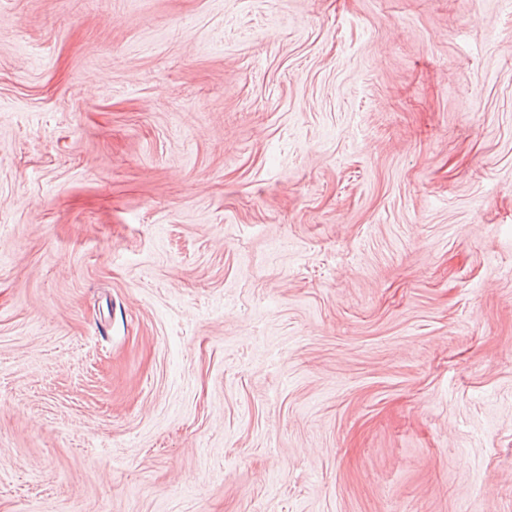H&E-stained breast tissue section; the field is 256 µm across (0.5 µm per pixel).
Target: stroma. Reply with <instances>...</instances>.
Instances as JSON below:
<instances>
[{
    "label": "stroma",
    "instance_id": "1",
    "mask_svg": "<svg viewBox=\"0 0 512 512\" xmlns=\"http://www.w3.org/2000/svg\"><path fill=\"white\" fill-rule=\"evenodd\" d=\"M0 512H512V0H0Z\"/></svg>",
    "mask_w": 512,
    "mask_h": 512
}]
</instances>
